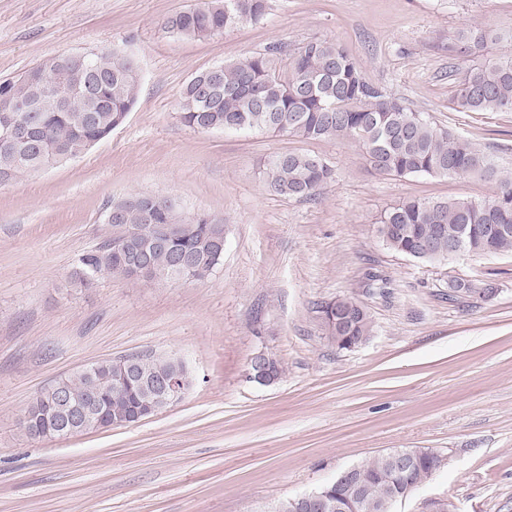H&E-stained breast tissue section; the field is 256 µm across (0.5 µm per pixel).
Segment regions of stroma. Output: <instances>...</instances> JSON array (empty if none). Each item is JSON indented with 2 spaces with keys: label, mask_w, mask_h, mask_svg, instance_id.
I'll list each match as a JSON object with an SVG mask.
<instances>
[{
  "label": "stroma",
  "mask_w": 512,
  "mask_h": 512,
  "mask_svg": "<svg viewBox=\"0 0 512 512\" xmlns=\"http://www.w3.org/2000/svg\"><path fill=\"white\" fill-rule=\"evenodd\" d=\"M204 0H0V82L42 59L108 47L135 58L138 102L78 158L0 186V512H276L378 454L420 448L442 465L396 512H512V252L421 261L388 248L384 211L410 198L484 200L475 176L375 174L348 138L299 140L183 125L187 81L275 43L322 37L365 79L512 172V112H458L460 29L512 33V0H270L265 20L217 37L162 28ZM319 156L333 180L299 200L269 191L277 152ZM174 198L224 222V256L201 280L71 277L112 235L111 202ZM473 285L449 297L451 281ZM349 298L372 333L337 350L318 308ZM266 352L284 367L246 377ZM176 357L190 388L141 422L34 438L32 400L84 366ZM247 376L261 385H270L279 380L281 373L275 364V358L258 352L249 359Z\"/></svg>",
  "instance_id": "obj_1"
}]
</instances>
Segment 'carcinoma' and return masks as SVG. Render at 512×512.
Segmentation results:
<instances>
[{
	"instance_id": "1",
	"label": "carcinoma",
	"mask_w": 512,
	"mask_h": 512,
	"mask_svg": "<svg viewBox=\"0 0 512 512\" xmlns=\"http://www.w3.org/2000/svg\"><path fill=\"white\" fill-rule=\"evenodd\" d=\"M268 0H208L202 6L175 12L163 29L187 39L211 38L221 29L246 21L261 23ZM501 35L489 28L466 27L458 31L449 50L461 56L481 52ZM52 83L56 99L48 101L21 75L0 83V95L11 94L31 105L17 121L29 125L37 138L26 145L0 144V185L40 168L56 148L76 158L87 152L93 139L102 140L126 120L139 93L137 64L125 54L98 49L53 57ZM91 87V95L71 92L75 83ZM458 112H512V57H500L466 69L453 97ZM181 121L195 129L203 124L258 130L300 140L347 137L364 150L372 170L393 177H448L474 175L496 184L488 200H432L414 198L387 209L380 219L383 241L392 250L433 261L448 243L469 252L512 250V173L500 170L491 157L434 125L419 112L402 105L384 89L369 83L348 52L326 38H312L290 49L281 44L257 52L243 61L223 63L194 74L179 101ZM316 155L283 152L269 157L266 184L270 191L289 198L307 199L319 194L333 179L328 164ZM154 202L151 219H145L141 198ZM132 196L109 208L122 212L127 230L161 241L149 254L139 279L156 282L176 275L175 257L192 261L195 279L210 275L223 255L213 247L212 233L219 220L208 215L187 219L171 197L159 194ZM113 237L80 259L73 274L76 288L93 287L105 273L132 277L134 254L118 248ZM372 324L366 311L358 313L354 330L328 329L336 349L350 350L367 340ZM138 370L161 375L172 367L168 357H138ZM111 360H102L55 384L59 391L82 402L99 395L106 409L105 424L142 407L166 408L151 390L132 387L112 391ZM47 393L37 396L27 409L30 419L21 423L31 436L45 434L37 417ZM410 482L423 484L440 467L438 455L418 450ZM361 486L359 512H393L389 500L402 491L385 453L356 466Z\"/></svg>"
}]
</instances>
